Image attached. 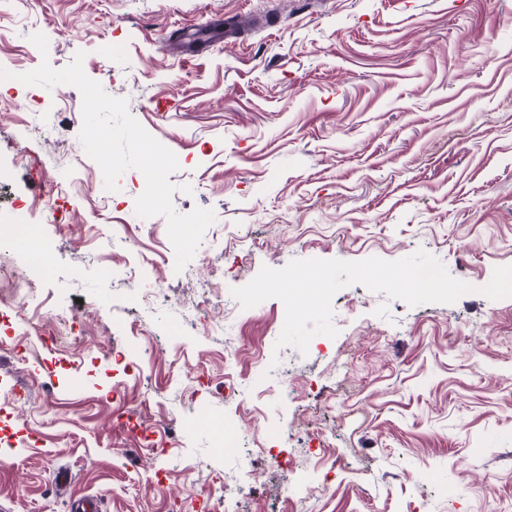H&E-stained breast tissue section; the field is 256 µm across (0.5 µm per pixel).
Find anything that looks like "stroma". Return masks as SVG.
Returning a JSON list of instances; mask_svg holds the SVG:
<instances>
[{
	"instance_id": "35a3bbf8",
	"label": "stroma",
	"mask_w": 512,
	"mask_h": 512,
	"mask_svg": "<svg viewBox=\"0 0 512 512\" xmlns=\"http://www.w3.org/2000/svg\"><path fill=\"white\" fill-rule=\"evenodd\" d=\"M265 16L233 44L215 26ZM80 51L176 154L175 210L215 213L183 270L166 219L135 212L143 175L107 190L86 155L79 90L17 79ZM0 67V216L33 227L0 242V297L45 301L0 347V512H512V297L480 292L512 265V0H0ZM421 248L471 292L344 287L337 337L304 354L276 345L279 299L231 293L265 265ZM51 311L80 342L41 345ZM230 434L242 447L220 449ZM279 438L287 468L245 478Z\"/></svg>"
}]
</instances>
